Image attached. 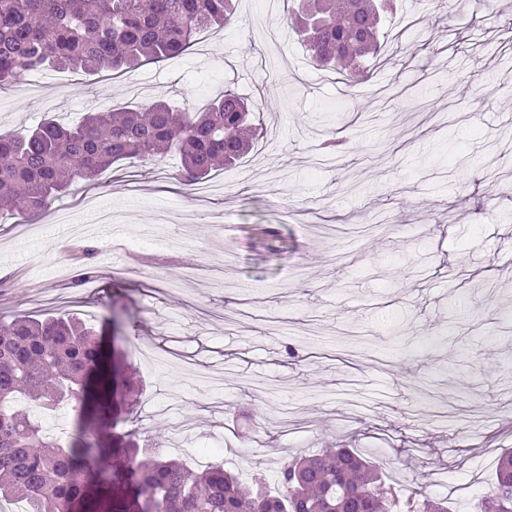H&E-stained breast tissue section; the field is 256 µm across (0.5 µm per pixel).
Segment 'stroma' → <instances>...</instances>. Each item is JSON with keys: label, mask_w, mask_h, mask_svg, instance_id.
I'll list each match as a JSON object with an SVG mask.
<instances>
[{"label": "stroma", "mask_w": 512, "mask_h": 512, "mask_svg": "<svg viewBox=\"0 0 512 512\" xmlns=\"http://www.w3.org/2000/svg\"><path fill=\"white\" fill-rule=\"evenodd\" d=\"M279 2L236 0L233 24L161 64L35 72L0 94V133L227 88L263 127L210 198L172 179L171 153L169 179L131 159L60 199L93 195L122 223L0 215V319L119 316L106 350L136 398L114 391L133 411L113 437L189 463L220 441L225 468L268 478L302 452L370 448L400 494L462 512L512 448V0H397L362 90L310 62ZM328 138L345 142L332 171L316 165ZM163 213L181 242L140 246ZM86 247L91 292L61 278Z\"/></svg>", "instance_id": "1"}]
</instances>
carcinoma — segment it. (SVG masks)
<instances>
[{
	"label": "carcinoma",
	"instance_id": "1",
	"mask_svg": "<svg viewBox=\"0 0 512 512\" xmlns=\"http://www.w3.org/2000/svg\"><path fill=\"white\" fill-rule=\"evenodd\" d=\"M392 0H301L292 25L310 61L362 73L377 57L382 13ZM233 0H0V83L48 68L129 73L183 54L196 35L234 20ZM252 107L231 89L204 109L156 98L135 109H101L74 125L50 119L0 135V212L47 209L76 181L93 183L120 160L181 155L175 179L195 184L243 157L260 136ZM84 253L72 288L100 277ZM111 371L96 333L65 319L0 323V498L28 512H450L448 498L400 499L374 457L344 448L296 456L272 495L215 464L194 470L131 442L107 445ZM46 409L76 403L71 440H51L18 401ZM117 464L107 467V456ZM472 512H512V450L497 461L491 495Z\"/></svg>",
	"mask_w": 512,
	"mask_h": 512
}]
</instances>
